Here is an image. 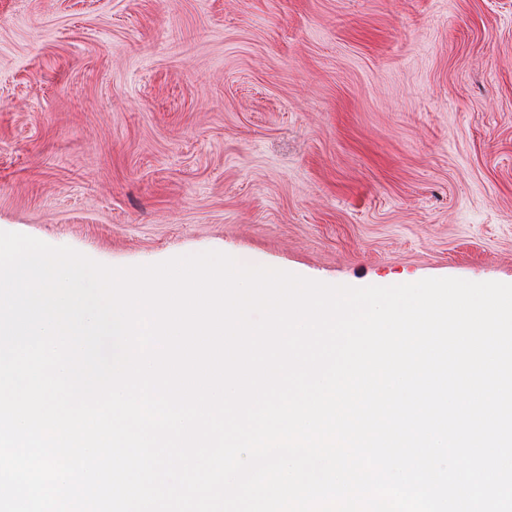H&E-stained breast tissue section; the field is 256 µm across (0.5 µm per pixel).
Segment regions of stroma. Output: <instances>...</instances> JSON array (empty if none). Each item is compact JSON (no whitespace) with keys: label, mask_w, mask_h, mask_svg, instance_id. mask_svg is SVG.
<instances>
[{"label":"stroma","mask_w":512,"mask_h":512,"mask_svg":"<svg viewBox=\"0 0 512 512\" xmlns=\"http://www.w3.org/2000/svg\"><path fill=\"white\" fill-rule=\"evenodd\" d=\"M0 230L512 284V0H0Z\"/></svg>","instance_id":"1"}]
</instances>
